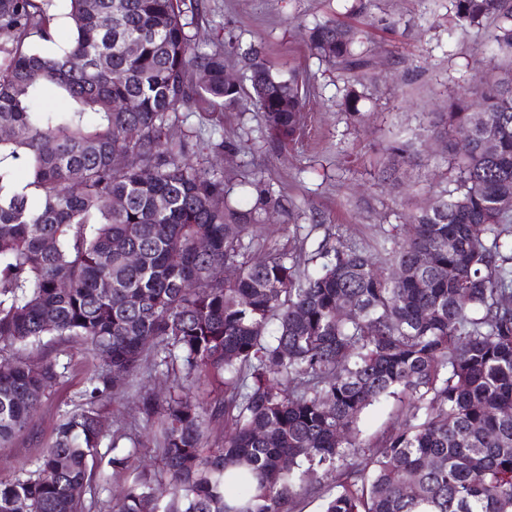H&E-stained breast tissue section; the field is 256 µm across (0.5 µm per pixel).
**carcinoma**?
<instances>
[{
    "instance_id": "1",
    "label": "carcinoma",
    "mask_w": 512,
    "mask_h": 512,
    "mask_svg": "<svg viewBox=\"0 0 512 512\" xmlns=\"http://www.w3.org/2000/svg\"><path fill=\"white\" fill-rule=\"evenodd\" d=\"M61 2L71 38L44 52L32 41L55 44L53 0H0V352L66 336L100 367L35 468L0 481V512L99 505L86 499L96 472L136 456L103 429L99 404L120 382L137 387L148 360L172 381L164 395L138 393L142 418L161 427L162 467L107 512H293L326 479L324 512H512V210L498 206L512 197V0H451L455 23L493 24L503 65L431 114L433 202L375 256L325 239L261 259L249 254L258 216L280 198L257 176L253 205L233 207L224 179L170 130L247 100L271 143L292 146L308 85L255 47L250 91L227 81L238 46H194L186 0ZM372 26L338 17L307 34L310 55L350 75L354 119ZM46 84L75 108L41 110ZM126 99L136 109L115 110ZM386 153L395 168L413 159L405 143ZM218 266L233 276L215 277ZM59 377L53 360L0 359V445L34 438ZM387 396L403 420L358 440L362 413ZM216 422L224 436L212 442Z\"/></svg>"
}]
</instances>
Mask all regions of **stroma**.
I'll use <instances>...</instances> for the list:
<instances>
[{
  "label": "stroma",
  "mask_w": 512,
  "mask_h": 512,
  "mask_svg": "<svg viewBox=\"0 0 512 512\" xmlns=\"http://www.w3.org/2000/svg\"><path fill=\"white\" fill-rule=\"evenodd\" d=\"M199 15L191 29L196 46L210 49L236 42L240 49L262 46L275 72L289 76L303 68L311 101L306 131L293 149L276 153L263 138L264 118L257 109L224 110L220 120L190 113L181 127L195 143V161L217 171L231 187L240 207H248L247 181L262 175L285 209L259 224L255 245L280 248L297 234L315 249L324 236L339 238L366 251H378L387 231L406 221L410 211L432 200L433 163L441 146L424 129L431 113L441 111L458 86L485 81L492 65L484 60L473 29L448 21L450 0H371L368 13L396 22L395 33L371 29L368 44L370 80L365 83L361 122L340 112L345 73L312 58L305 45L309 27L345 13L356 0H197ZM242 141V152L215 153L224 139ZM413 143L418 158L402 167L397 181L377 179V164L393 142ZM24 356L54 359L64 368L49 388L34 418L38 444L25 438L0 445V481L29 466L54 436L60 414L78 401L96 364L78 342L45 337ZM105 427L131 432L139 442L132 467L106 479L100 500H109L145 470L161 465L154 426L145 424L131 398L117 393L99 406Z\"/></svg>",
  "instance_id": "1"
}]
</instances>
